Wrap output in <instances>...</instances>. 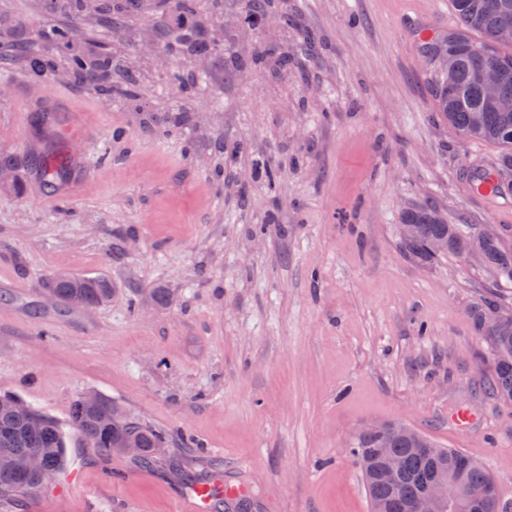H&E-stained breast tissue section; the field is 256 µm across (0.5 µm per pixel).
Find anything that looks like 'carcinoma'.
<instances>
[{
    "mask_svg": "<svg viewBox=\"0 0 512 512\" xmlns=\"http://www.w3.org/2000/svg\"><path fill=\"white\" fill-rule=\"evenodd\" d=\"M141 0H44L45 11L59 15L64 21L53 26L37 40L45 43L22 48L0 41V63L16 61L25 64L37 79L52 81L55 68L50 55L66 59L68 79L86 85L104 96L120 95L133 102L138 111L147 107L140 98V61L132 55H115L101 45L95 51L83 46V33L93 19L113 36H124L130 19L141 14ZM168 14L162 31L163 48L170 56L205 63L211 57H222L236 70L251 65H274L278 74L288 72L292 57L286 51L254 48L250 57L231 53L221 39L219 18L224 14L225 0H211L210 12H200L192 0H157ZM236 19L245 31L259 29L267 13L275 7L273 0H235ZM459 28L421 41L420 52L428 62L437 65L444 78L437 94L444 119L465 140L495 146L500 151L501 167L512 168V108L504 110L483 90L482 78L496 79L499 97L512 101V41L502 37L512 30V0H452ZM479 35L475 39L472 34ZM38 174L50 192L68 181L70 157L49 148L38 151ZM401 224L408 228L400 245L403 252L420 261L431 262L449 253L462 257L478 250L486 266L507 280H512V253L491 234L463 232L456 224L442 221L428 206H415L402 214ZM442 241L447 249L432 250V243ZM45 291L65 307L101 306L112 299V282L105 275L88 277L68 274L62 280L42 281ZM492 307L476 303L470 317L476 332L488 339L494 352V373L488 382L490 393L512 398V316L489 320ZM114 402L101 397L88 402L79 396L72 409L74 431L93 448L106 455H122L125 442L135 439L142 453L134 462L144 468L158 464L181 469L171 455L158 449L168 446L165 434L144 420L127 414L112 419ZM436 448L424 434L412 429L407 433H360L355 437L351 455L368 492L371 512H409V506L420 497L436 477L457 478L465 484H494L488 469L456 448H437L433 455L420 454L418 448ZM37 454L43 469L54 474L65 463V441L56 423L19 398L0 396V500L21 499L39 491L44 484L34 473L21 474L12 466L16 458ZM400 462L397 485L381 478L388 462ZM455 512H501L498 498L490 502L461 503Z\"/></svg>",
    "mask_w": 512,
    "mask_h": 512,
    "instance_id": "obj_1",
    "label": "carcinoma"
}]
</instances>
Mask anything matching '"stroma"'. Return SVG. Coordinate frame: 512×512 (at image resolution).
I'll use <instances>...</instances> for the list:
<instances>
[{"label":"stroma","mask_w":512,"mask_h":512,"mask_svg":"<svg viewBox=\"0 0 512 512\" xmlns=\"http://www.w3.org/2000/svg\"><path fill=\"white\" fill-rule=\"evenodd\" d=\"M298 27L269 16L254 41L288 45L295 63L275 80L261 68L225 73L189 99L196 128L164 133L180 100L175 76L192 60L141 62L145 101L52 83L87 129L59 127L89 154L70 195L50 196L31 148L41 89L23 65L0 66V149L15 157L0 191V396L21 398L66 438L53 487L0 512H179L187 478L218 471L246 481L251 512H370L349 454L366 425L401 421L486 464L512 512V398L482 392L490 343L470 307H512V283L479 263L443 255L422 263L399 247L404 211L428 205L462 230L496 233L512 251V193L485 197L474 170H496L497 148L464 141L438 110L440 74L414 32L459 25L451 0H275ZM42 0H0V31L30 40L57 24ZM223 137L234 157L214 154ZM281 173L269 193L261 172ZM275 223H268V215ZM56 271L105 275L111 302L87 313L40 288ZM171 294L157 306L156 289ZM96 392L163 431L183 474L139 467L92 448L70 426L74 400ZM468 410V429L451 416Z\"/></svg>","instance_id":"stroma-1"}]
</instances>
